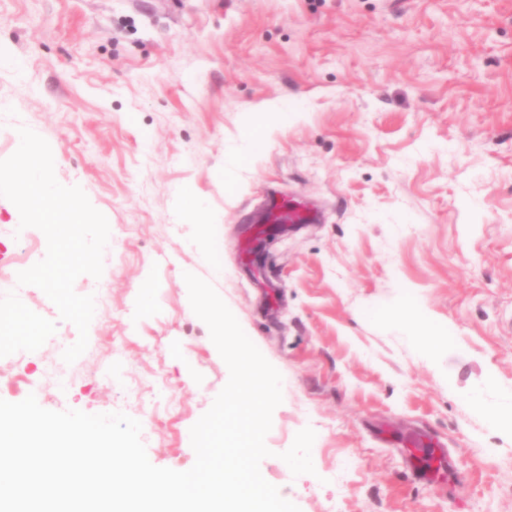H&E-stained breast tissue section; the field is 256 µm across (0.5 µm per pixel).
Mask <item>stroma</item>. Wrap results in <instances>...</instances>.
Segmentation results:
<instances>
[{"instance_id": "obj_1", "label": "stroma", "mask_w": 512, "mask_h": 512, "mask_svg": "<svg viewBox=\"0 0 512 512\" xmlns=\"http://www.w3.org/2000/svg\"><path fill=\"white\" fill-rule=\"evenodd\" d=\"M283 101L287 123L234 168L247 117ZM19 126L112 247L75 282L98 320L73 363L77 329L42 290L0 291L23 316L0 339L1 399L125 413L153 465L190 469L228 381L190 272L282 376L260 471L300 512H512V0H0V159ZM183 186L208 203L219 277ZM281 196L319 220L245 262ZM19 224L0 197L11 269ZM306 427L315 472L295 476L280 455ZM411 438L447 471L424 478Z\"/></svg>"}]
</instances>
